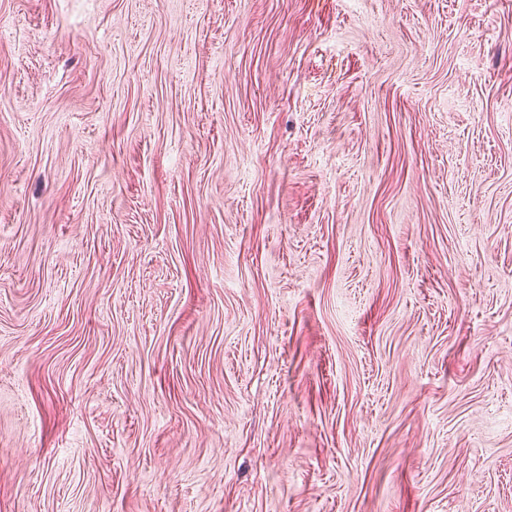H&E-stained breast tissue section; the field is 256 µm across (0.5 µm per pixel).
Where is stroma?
I'll return each instance as SVG.
<instances>
[{
	"mask_svg": "<svg viewBox=\"0 0 512 512\" xmlns=\"http://www.w3.org/2000/svg\"><path fill=\"white\" fill-rule=\"evenodd\" d=\"M0 512H512V0H0Z\"/></svg>",
	"mask_w": 512,
	"mask_h": 512,
	"instance_id": "35a3bbf8",
	"label": "stroma"
}]
</instances>
